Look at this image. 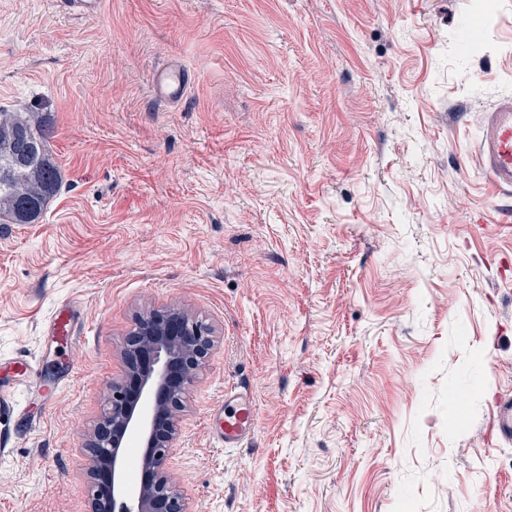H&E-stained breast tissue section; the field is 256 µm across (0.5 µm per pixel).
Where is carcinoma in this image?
I'll return each instance as SVG.
<instances>
[{"label":"carcinoma","instance_id":"carcinoma-1","mask_svg":"<svg viewBox=\"0 0 512 512\" xmlns=\"http://www.w3.org/2000/svg\"><path fill=\"white\" fill-rule=\"evenodd\" d=\"M50 128L27 112H0V223L33 224L62 177L48 150Z\"/></svg>","mask_w":512,"mask_h":512}]
</instances>
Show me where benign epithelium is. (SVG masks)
Listing matches in <instances>:
<instances>
[{
	"mask_svg": "<svg viewBox=\"0 0 512 512\" xmlns=\"http://www.w3.org/2000/svg\"><path fill=\"white\" fill-rule=\"evenodd\" d=\"M215 347L213 330L181 308L140 314L123 349L126 372L110 388L84 448L90 512H192L167 468L186 388ZM144 448L137 485L124 481L125 443Z\"/></svg>",
	"mask_w": 512,
	"mask_h": 512,
	"instance_id": "benign-epithelium-1",
	"label": "benign epithelium"
}]
</instances>
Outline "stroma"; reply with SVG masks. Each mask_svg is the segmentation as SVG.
Here are the masks:
<instances>
[{"instance_id": "35a3bbf8", "label": "stroma", "mask_w": 512, "mask_h": 512, "mask_svg": "<svg viewBox=\"0 0 512 512\" xmlns=\"http://www.w3.org/2000/svg\"><path fill=\"white\" fill-rule=\"evenodd\" d=\"M508 96L512 0H0V110L62 175L0 224V512H89L82 435L168 306L219 338L168 458L193 512H512V191L477 156ZM23 363L78 378L45 410ZM231 387L240 448L205 429ZM190 85L188 73L179 64L157 71L153 77L152 90L159 101L166 104L180 102ZM206 421L212 439L225 448H239L252 434L255 410L247 391L230 389L224 393V403L219 404ZM494 428L501 441L509 444L512 442L511 397H502L496 401L494 408Z\"/></svg>"}]
</instances>
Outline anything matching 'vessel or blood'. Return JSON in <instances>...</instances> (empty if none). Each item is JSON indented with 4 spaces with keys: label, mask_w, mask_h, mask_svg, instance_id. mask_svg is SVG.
Wrapping results in <instances>:
<instances>
[{
    "label": "vessel or blood",
    "mask_w": 512,
    "mask_h": 512,
    "mask_svg": "<svg viewBox=\"0 0 512 512\" xmlns=\"http://www.w3.org/2000/svg\"><path fill=\"white\" fill-rule=\"evenodd\" d=\"M189 85L187 72L178 64L157 71L152 83L156 99L166 104L180 102ZM477 154L480 168L494 190H511L512 98L501 100L492 112L482 117ZM254 421L255 410L250 394L234 388L225 392L223 403L207 419L206 426L218 445L237 448L251 435ZM494 428L501 441L512 442L511 397L497 400L494 408Z\"/></svg>",
    "instance_id": "b4317fda"
}]
</instances>
